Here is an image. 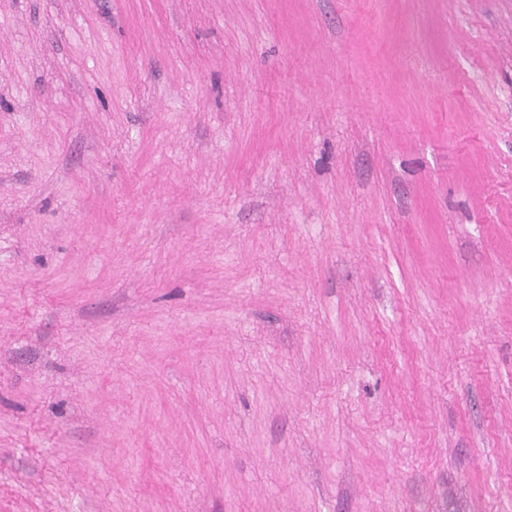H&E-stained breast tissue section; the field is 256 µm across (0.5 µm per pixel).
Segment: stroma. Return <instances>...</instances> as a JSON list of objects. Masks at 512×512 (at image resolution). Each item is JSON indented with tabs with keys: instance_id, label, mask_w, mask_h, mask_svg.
<instances>
[{
	"instance_id": "stroma-1",
	"label": "stroma",
	"mask_w": 512,
	"mask_h": 512,
	"mask_svg": "<svg viewBox=\"0 0 512 512\" xmlns=\"http://www.w3.org/2000/svg\"><path fill=\"white\" fill-rule=\"evenodd\" d=\"M0 512H512V0H0Z\"/></svg>"
}]
</instances>
